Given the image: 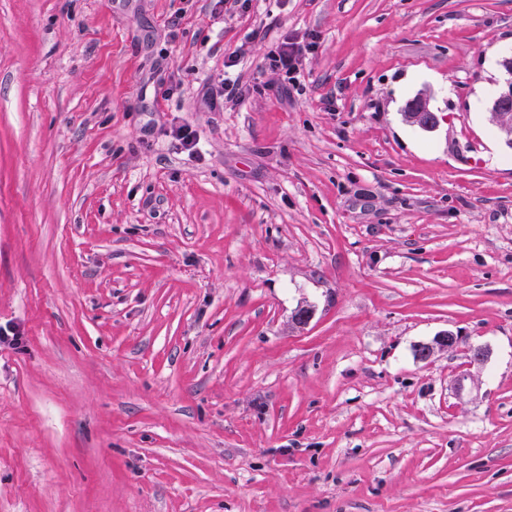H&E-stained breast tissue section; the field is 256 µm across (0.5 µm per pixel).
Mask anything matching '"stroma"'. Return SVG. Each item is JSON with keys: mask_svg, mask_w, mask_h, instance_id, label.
Here are the masks:
<instances>
[{"mask_svg": "<svg viewBox=\"0 0 512 512\" xmlns=\"http://www.w3.org/2000/svg\"><path fill=\"white\" fill-rule=\"evenodd\" d=\"M510 56L512 0H0V512H512ZM311 48V42L303 43L294 39H286L267 54L268 67L283 73L284 81L288 83V91L290 85L293 88L297 86L302 58ZM245 52L244 45H241L233 55L229 56L227 61H224V77L213 83L203 94V103L210 111H224V103L240 101L250 92V85L243 83L241 76L234 70L238 58L244 56ZM503 69L507 77L500 88L497 96L495 97L491 111L501 113L502 117L506 118L507 122L512 124V57H506L502 61ZM407 112H404L405 119L408 117L410 123L424 130H433L439 124V117L430 109L428 96L424 93L417 94L411 100Z\"/></svg>", "mask_w": 512, "mask_h": 512, "instance_id": "stroma-1", "label": "stroma"}]
</instances>
